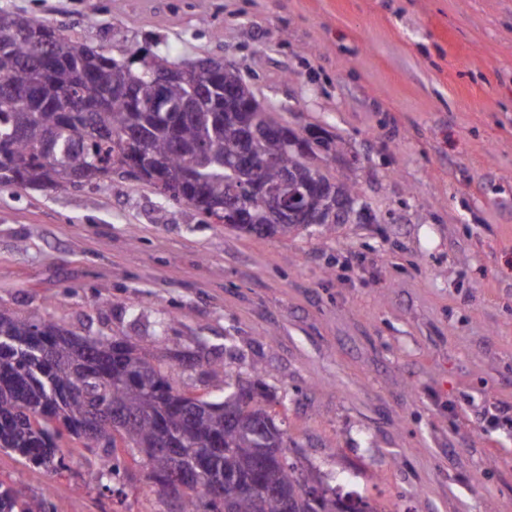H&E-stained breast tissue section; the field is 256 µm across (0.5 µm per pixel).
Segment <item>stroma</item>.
Wrapping results in <instances>:
<instances>
[{"label":"stroma","mask_w":512,"mask_h":512,"mask_svg":"<svg viewBox=\"0 0 512 512\" xmlns=\"http://www.w3.org/2000/svg\"><path fill=\"white\" fill-rule=\"evenodd\" d=\"M0 8L117 58L235 66L290 125L343 141L378 217L258 238L120 172L0 184V308L148 345L204 398L211 361L264 367L291 459L391 512H512V0ZM62 444L58 473L0 450V482L51 492L55 512H170L130 457L118 498Z\"/></svg>","instance_id":"obj_1"}]
</instances>
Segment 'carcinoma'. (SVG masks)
<instances>
[{
    "label": "carcinoma",
    "mask_w": 512,
    "mask_h": 512,
    "mask_svg": "<svg viewBox=\"0 0 512 512\" xmlns=\"http://www.w3.org/2000/svg\"><path fill=\"white\" fill-rule=\"evenodd\" d=\"M52 24L0 9V184L24 188H65L94 168L107 178L121 170L151 182L160 196L184 202L191 182L202 184L192 202L219 221L224 199L239 186L232 157L247 111L224 97L231 89L242 97L254 91L240 71L223 69L213 91L198 101L199 110L181 111L194 86L170 83L158 95L155 70L162 59L149 51L115 58L58 31L44 44L36 38ZM343 149L330 135L317 148L299 153L282 139L258 144L256 176L276 183L289 168L301 169L331 185L345 199L361 196L356 170L338 176L328 171L330 157ZM188 173L193 181L181 180ZM350 214L331 213L317 227L330 236ZM257 237L288 239L298 224H234ZM73 332L39 312L14 314L0 309V448L26 462L57 472L65 467L60 442L69 437L98 459L91 479L103 489L120 474V454L128 453L146 470L156 492L170 499L175 512H337L338 492L287 457L280 464L259 460L260 449L288 454L282 422L266 406V393L253 375L227 376L224 365H211L223 377L219 396L203 399L178 389L136 345L113 336H89L78 352ZM193 483L173 487L184 469ZM320 495L308 499L306 488ZM0 512H52L48 496L29 500L0 484Z\"/></svg>",
    "instance_id": "cac0c4a2"
}]
</instances>
